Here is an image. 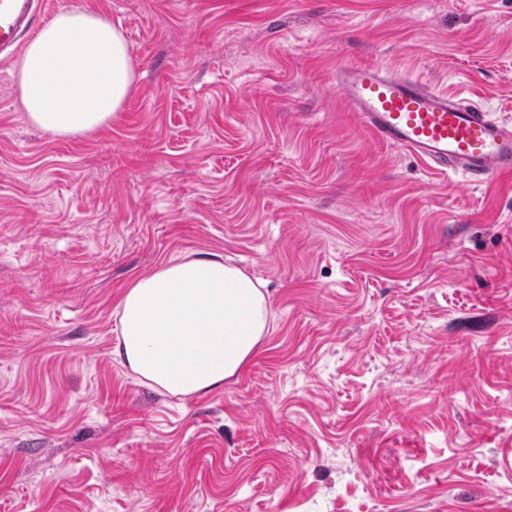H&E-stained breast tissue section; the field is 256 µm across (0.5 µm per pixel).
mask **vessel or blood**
Segmentation results:
<instances>
[{
	"label": "vessel or blood",
	"instance_id": "vessel-or-blood-1",
	"mask_svg": "<svg viewBox=\"0 0 512 512\" xmlns=\"http://www.w3.org/2000/svg\"><path fill=\"white\" fill-rule=\"evenodd\" d=\"M37 18L36 0H0V55L11 56ZM335 88L370 139L473 184L512 177V124L483 106L380 63L338 68Z\"/></svg>",
	"mask_w": 512,
	"mask_h": 512
}]
</instances>
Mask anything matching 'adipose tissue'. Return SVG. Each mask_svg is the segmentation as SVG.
Returning a JSON list of instances; mask_svg holds the SVG:
<instances>
[{"instance_id":"adipose-tissue-1","label":"adipose tissue","mask_w":512,"mask_h":512,"mask_svg":"<svg viewBox=\"0 0 512 512\" xmlns=\"http://www.w3.org/2000/svg\"><path fill=\"white\" fill-rule=\"evenodd\" d=\"M29 124L57 138L109 125L136 80L121 29L103 14H56L15 64ZM112 354L136 378L176 397L205 394L237 376L269 332L259 280L218 253L179 255L125 288Z\"/></svg>"}]
</instances>
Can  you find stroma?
Returning <instances> with one entry per match:
<instances>
[{
    "mask_svg": "<svg viewBox=\"0 0 512 512\" xmlns=\"http://www.w3.org/2000/svg\"><path fill=\"white\" fill-rule=\"evenodd\" d=\"M120 25L112 123L54 138L0 60V512H512V178L370 141L381 62L512 122V0H47ZM217 252L273 322L179 398L112 356L124 288Z\"/></svg>",
    "mask_w": 512,
    "mask_h": 512,
    "instance_id": "35a3bbf8",
    "label": "stroma"
}]
</instances>
